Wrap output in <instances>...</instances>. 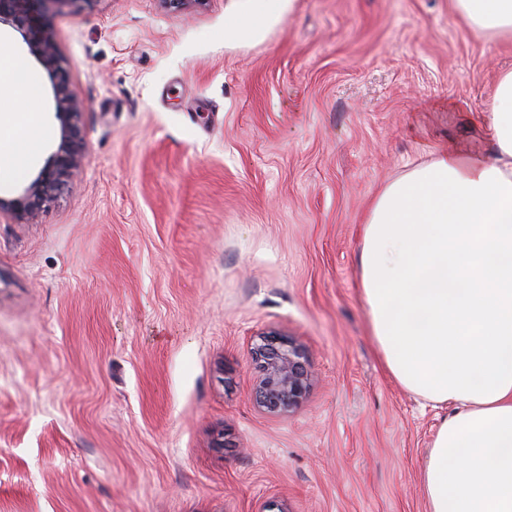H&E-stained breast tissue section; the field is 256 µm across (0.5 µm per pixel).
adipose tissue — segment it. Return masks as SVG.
<instances>
[{
  "label": "adipose tissue",
  "mask_w": 512,
  "mask_h": 512,
  "mask_svg": "<svg viewBox=\"0 0 512 512\" xmlns=\"http://www.w3.org/2000/svg\"><path fill=\"white\" fill-rule=\"evenodd\" d=\"M228 41L254 39L296 0H241ZM473 30L512 39V0H452ZM32 75L8 87L15 157L41 112ZM492 155L441 147L382 187L364 220L360 285L385 369L423 403L453 410L422 464L427 512H512V71L481 117Z\"/></svg>",
  "instance_id": "obj_1"
}]
</instances>
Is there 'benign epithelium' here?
<instances>
[{"label": "benign epithelium", "mask_w": 512, "mask_h": 512, "mask_svg": "<svg viewBox=\"0 0 512 512\" xmlns=\"http://www.w3.org/2000/svg\"><path fill=\"white\" fill-rule=\"evenodd\" d=\"M45 5L58 0H0V23L26 31L30 51L52 73L53 94L60 119V142L51 163L20 195L0 198V216L32 220L39 210L65 188L82 157L79 124L82 103L74 95L66 72L60 67L55 36L37 21L33 2ZM261 378L254 388L259 406L275 415L295 412L306 399L310 371L305 347L275 331L257 336L251 348Z\"/></svg>", "instance_id": "benign-epithelium-1"}]
</instances>
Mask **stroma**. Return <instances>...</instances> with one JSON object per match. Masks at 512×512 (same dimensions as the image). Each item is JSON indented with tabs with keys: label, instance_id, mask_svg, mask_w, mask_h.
<instances>
[{
	"label": "stroma",
	"instance_id": "obj_1",
	"mask_svg": "<svg viewBox=\"0 0 512 512\" xmlns=\"http://www.w3.org/2000/svg\"><path fill=\"white\" fill-rule=\"evenodd\" d=\"M233 0H58L40 18L81 116L68 187L0 218V512H427L443 408L384 371L359 285L378 190L479 125L512 40L451 0H297L228 43ZM0 173L17 196L60 139ZM308 353L303 405L259 407L256 334Z\"/></svg>",
	"mask_w": 512,
	"mask_h": 512
}]
</instances>
